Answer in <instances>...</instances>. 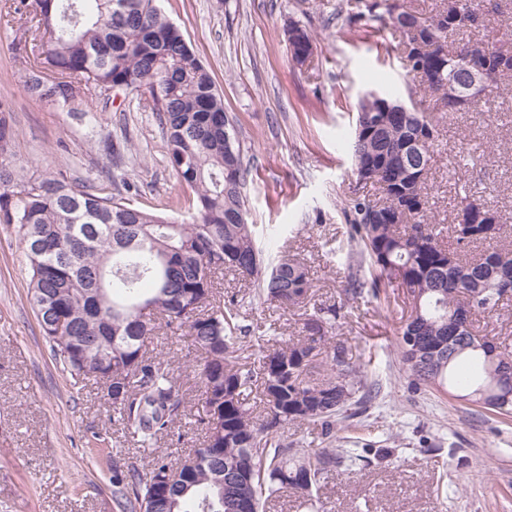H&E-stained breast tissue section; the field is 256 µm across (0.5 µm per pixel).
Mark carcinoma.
<instances>
[{
	"label": "carcinoma",
	"mask_w": 512,
	"mask_h": 512,
	"mask_svg": "<svg viewBox=\"0 0 512 512\" xmlns=\"http://www.w3.org/2000/svg\"><path fill=\"white\" fill-rule=\"evenodd\" d=\"M4 0L0 19L18 24L30 44L23 65L24 90L51 98L66 112L98 123L97 101L120 88L155 114L165 137L168 162L185 196L191 221L140 206L107 176L101 182L69 179L14 161L18 133L12 103L0 97V224L14 226L28 259L27 301L54 359L73 385L93 381L112 386L106 397L125 437L143 450L155 447L187 416L201 434L190 470L164 456L148 472L112 466L113 495L121 512H260L263 494L290 489L302 507L322 475L347 462L371 464L369 453L348 448L299 450L277 439L290 422L307 423L322 438L334 437L352 402L371 399L364 367L346 360L345 348L318 345L334 329L336 307L310 305L308 266L281 256L252 300L283 311L304 309L305 336L270 345L238 323L241 301L224 300V274L242 279L260 271V250L247 215L248 171L237 148L224 147V97L210 70L189 47L182 30L155 0ZM356 20L369 18L396 35V49L414 59L403 20L417 13L389 0H355ZM425 17V39L455 42L467 23ZM288 41L313 47L307 30L294 25ZM439 118L418 108L390 112L365 143L354 139V163L375 164L378 198L363 197L345 212L351 239L368 261L371 280H352L354 299L379 294L397 282L418 291V302L401 319L397 355L411 388H434L508 419L512 417V352L475 329V317H494L501 288L512 282V247L504 245L512 224L495 206L459 183L457 209L479 207L500 221L487 236L478 226L453 225L456 246L430 223L427 178L439 146ZM433 130L422 146L414 141ZM112 157L133 155L128 138L94 140ZM383 203L404 207L397 223L365 224L361 212ZM482 250L472 255L458 246ZM142 305L154 312L137 317ZM63 329H58L59 318ZM162 321L181 332L199 356L201 393L188 405L169 364L148 345ZM308 476L307 484L293 475ZM165 490H160L161 486Z\"/></svg>",
	"instance_id": "carcinoma-1"
}]
</instances>
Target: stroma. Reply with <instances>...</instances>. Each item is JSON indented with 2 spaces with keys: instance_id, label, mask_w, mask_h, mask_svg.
<instances>
[{
  "instance_id": "obj_1",
  "label": "stroma",
  "mask_w": 512,
  "mask_h": 512,
  "mask_svg": "<svg viewBox=\"0 0 512 512\" xmlns=\"http://www.w3.org/2000/svg\"><path fill=\"white\" fill-rule=\"evenodd\" d=\"M341 0H158L184 32L224 93V110L248 170V221L266 261L287 253L310 265L316 302L335 306L329 344L349 362L369 363L376 392L337 436L346 448H387L371 466L328 472L316 491L325 512H512V421L428 387L412 390L395 353L397 327L409 309L404 288L349 299L352 258L343 211L358 184L345 140L356 103L376 86L430 106L415 86L389 31L351 23ZM305 26L314 54L294 64L288 22ZM18 34L0 22V94L14 102L20 165L97 180L112 161L89 148L77 115L28 96L15 58ZM502 104L491 115L474 107L443 116L441 151L428 175L434 223L452 224L460 165L474 192L512 217V79L495 85ZM99 130L130 137L140 157L130 168L139 201L164 205L181 187L168 163L153 112L113 96L98 110ZM27 259L12 226L0 224V512H120L112 467L142 466L145 454L112 430L100 386L74 387L50 354L26 299ZM172 362L186 396L200 379L185 339L158 334L150 345ZM108 435L107 451L90 444Z\"/></svg>"
}]
</instances>
